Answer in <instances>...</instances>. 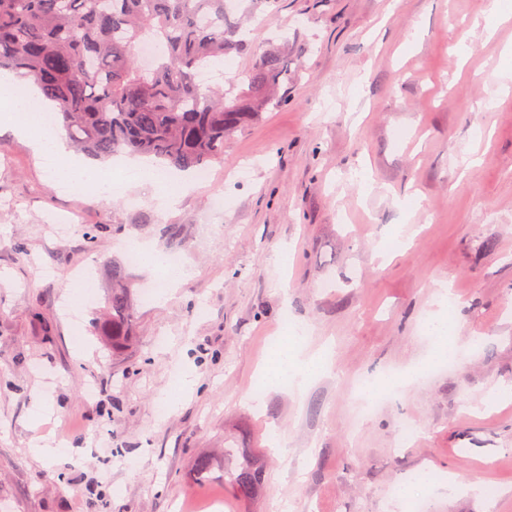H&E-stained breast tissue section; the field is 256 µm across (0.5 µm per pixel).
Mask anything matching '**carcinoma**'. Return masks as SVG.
<instances>
[{
	"instance_id": "1",
	"label": "carcinoma",
	"mask_w": 512,
	"mask_h": 512,
	"mask_svg": "<svg viewBox=\"0 0 512 512\" xmlns=\"http://www.w3.org/2000/svg\"><path fill=\"white\" fill-rule=\"evenodd\" d=\"M241 0H0V70L34 83L54 104L79 151L99 159L126 152L177 169H204L224 158V141L286 102L288 55L270 51L217 93L200 72L245 47L235 19ZM156 46L141 72L140 45ZM97 332L112 347L134 336L133 289L112 265V288ZM260 480L245 470L238 492Z\"/></svg>"
}]
</instances>
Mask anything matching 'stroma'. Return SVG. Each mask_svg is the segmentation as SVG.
<instances>
[{
  "mask_svg": "<svg viewBox=\"0 0 512 512\" xmlns=\"http://www.w3.org/2000/svg\"><path fill=\"white\" fill-rule=\"evenodd\" d=\"M503 5L277 0L224 77L279 46L287 102L170 208L153 178L64 190L0 134V512H408L392 489L423 470L458 485L429 512H512V20L486 28ZM131 240L178 253L184 276L174 298L138 299L135 342L109 352L91 321ZM80 273L94 298L72 317ZM442 317L456 362L432 372L420 326ZM288 325L333 348L303 394L260 383ZM409 367L426 374L358 419L356 386ZM36 434L61 453L34 455ZM245 468L261 475L247 496Z\"/></svg>",
  "mask_w": 512,
  "mask_h": 512,
  "instance_id": "1",
  "label": "stroma"
}]
</instances>
